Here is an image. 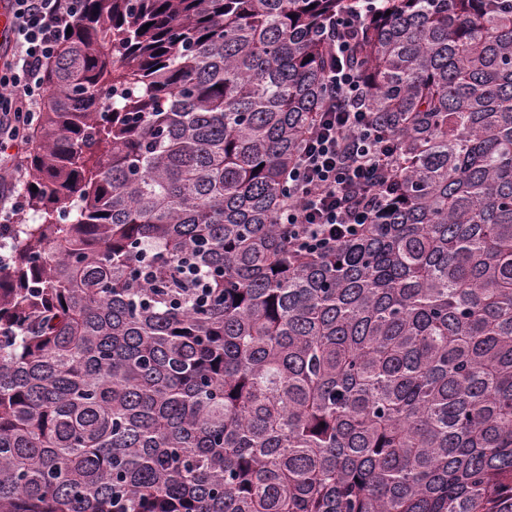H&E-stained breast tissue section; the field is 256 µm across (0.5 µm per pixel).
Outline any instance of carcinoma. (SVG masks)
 Returning <instances> with one entry per match:
<instances>
[{
  "instance_id": "1",
  "label": "carcinoma",
  "mask_w": 512,
  "mask_h": 512,
  "mask_svg": "<svg viewBox=\"0 0 512 512\" xmlns=\"http://www.w3.org/2000/svg\"><path fill=\"white\" fill-rule=\"evenodd\" d=\"M355 10L393 204L294 252ZM46 84L0 512H512V0H80Z\"/></svg>"
}]
</instances>
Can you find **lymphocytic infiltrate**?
<instances>
[{
    "label": "lymphocytic infiltrate",
    "instance_id": "lymphocytic-infiltrate-1",
    "mask_svg": "<svg viewBox=\"0 0 512 512\" xmlns=\"http://www.w3.org/2000/svg\"><path fill=\"white\" fill-rule=\"evenodd\" d=\"M8 7L12 36L0 43L1 224L17 223L26 209L23 151L46 96L47 66L75 23L78 0H8ZM325 86L327 103L288 170L278 217L298 252L335 250L390 205L391 138L362 105L359 72L329 67Z\"/></svg>",
    "mask_w": 512,
    "mask_h": 512
}]
</instances>
